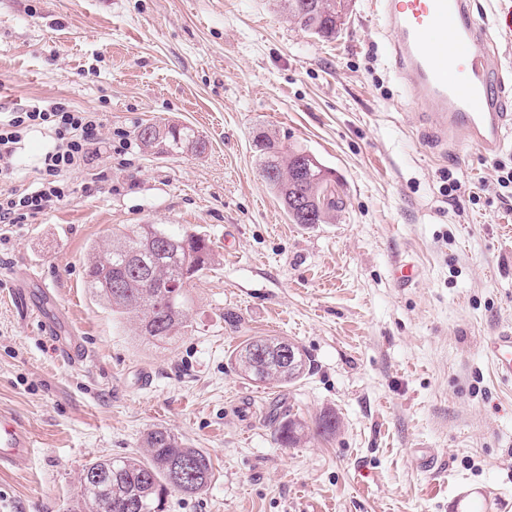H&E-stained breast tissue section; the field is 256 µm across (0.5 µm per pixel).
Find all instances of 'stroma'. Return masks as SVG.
<instances>
[{
  "label": "stroma",
  "instance_id": "1",
  "mask_svg": "<svg viewBox=\"0 0 512 512\" xmlns=\"http://www.w3.org/2000/svg\"><path fill=\"white\" fill-rule=\"evenodd\" d=\"M384 42L369 0H348L332 40L276 0H0V110L61 102L127 143L102 157L95 191L72 175L68 201L0 237V414L33 441L0 471V512H71L85 466L143 454L156 427L215 468L206 492H172L164 512H512V383L484 351L512 328V204L494 189L512 132L491 158L435 147ZM160 118L198 131L206 152L144 149L138 126ZM261 129L333 171L335 221L290 223L259 173ZM132 224L192 226L215 246L170 344L85 286L90 245ZM402 262L417 271L405 288ZM14 288L49 290L83 364L50 352ZM265 335L307 354L294 385L232 365ZM327 410L336 434L282 447L283 416Z\"/></svg>",
  "mask_w": 512,
  "mask_h": 512
}]
</instances>
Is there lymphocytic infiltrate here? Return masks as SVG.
Wrapping results in <instances>:
<instances>
[{"label": "lymphocytic infiltrate", "instance_id": "1", "mask_svg": "<svg viewBox=\"0 0 512 512\" xmlns=\"http://www.w3.org/2000/svg\"><path fill=\"white\" fill-rule=\"evenodd\" d=\"M102 124L94 112L78 111L60 102L31 100L16 112L0 113V224H30L74 192L68 177L79 171L88 186L105 181L100 170ZM48 131L51 143L39 176L29 186H16L13 159L30 131Z\"/></svg>", "mask_w": 512, "mask_h": 512}]
</instances>
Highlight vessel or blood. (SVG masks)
<instances>
[{
    "instance_id": "vessel-or-blood-1",
    "label": "vessel or blood",
    "mask_w": 512,
    "mask_h": 512,
    "mask_svg": "<svg viewBox=\"0 0 512 512\" xmlns=\"http://www.w3.org/2000/svg\"><path fill=\"white\" fill-rule=\"evenodd\" d=\"M475 0H370L375 26L386 36L393 68L410 95L434 118L442 135L456 136L484 155L498 153L512 116L504 112L505 83ZM57 350L71 364L84 358L75 331L58 335ZM485 350L498 375L512 381V330L489 337ZM31 446L29 431L0 414V467L16 466Z\"/></svg>"
}]
</instances>
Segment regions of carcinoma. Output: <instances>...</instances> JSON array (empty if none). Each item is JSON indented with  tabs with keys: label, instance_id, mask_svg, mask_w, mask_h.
Masks as SVG:
<instances>
[{
	"label": "carcinoma",
	"instance_id": "carcinoma-1",
	"mask_svg": "<svg viewBox=\"0 0 512 512\" xmlns=\"http://www.w3.org/2000/svg\"><path fill=\"white\" fill-rule=\"evenodd\" d=\"M287 17L302 30L331 40L344 24L345 0H280ZM146 147L161 153L202 154L206 140L187 126L148 124L138 130ZM260 151V171L269 189L279 198L293 224H327L338 208L333 174L323 164L305 169L301 163L305 150L288 146L269 131L255 137ZM165 236L159 261L146 272L140 265L144 242L155 232ZM214 262L211 242L198 231L173 225L137 224L112 233V243L92 248L86 266V287L99 304L112 314L131 315L139 322V336L147 341L167 342L189 327L191 299L187 283ZM285 338L252 336L231 355L238 373L254 382L279 387L300 380L309 369L304 351L292 345L296 363L278 354ZM266 345L267 357L256 359L251 349ZM340 420L333 411L319 416L314 427L294 418L280 422L279 439L292 447L310 434H335ZM141 455L98 459L89 463L80 478L77 498L79 512H129L128 505L139 501L147 512H163L165 498L174 490L171 465L185 460L191 464L185 494L206 490L214 479L210 455L191 447L167 428L157 427L144 438Z\"/></svg>",
	"mask_w": 512,
	"mask_h": 512
}]
</instances>
